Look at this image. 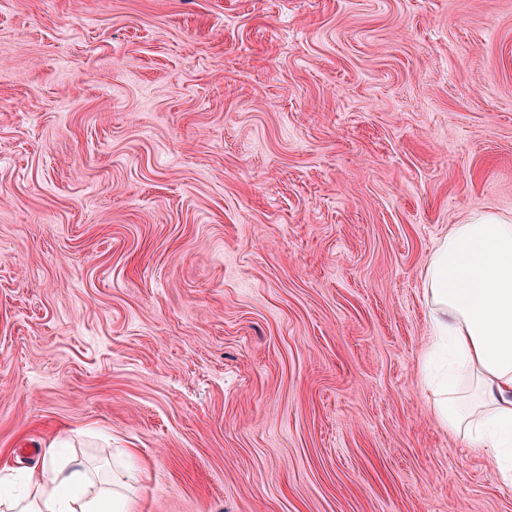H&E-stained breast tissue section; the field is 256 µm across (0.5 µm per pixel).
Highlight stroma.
Listing matches in <instances>:
<instances>
[{"instance_id":"stroma-1","label":"stroma","mask_w":512,"mask_h":512,"mask_svg":"<svg viewBox=\"0 0 512 512\" xmlns=\"http://www.w3.org/2000/svg\"><path fill=\"white\" fill-rule=\"evenodd\" d=\"M512 217V0H0V475L133 512H512L421 272ZM43 448L42 465L37 474L20 477L23 494L2 491L0 481V511L2 512H131V499L116 489L124 485L119 478L96 481L76 459L66 464L58 462L57 448ZM98 485L96 491L89 488Z\"/></svg>"}]
</instances>
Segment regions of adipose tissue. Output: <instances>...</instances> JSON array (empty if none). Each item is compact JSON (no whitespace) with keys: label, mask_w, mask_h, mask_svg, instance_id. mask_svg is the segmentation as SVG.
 I'll return each mask as SVG.
<instances>
[{"label":"adipose tissue","mask_w":512,"mask_h":512,"mask_svg":"<svg viewBox=\"0 0 512 512\" xmlns=\"http://www.w3.org/2000/svg\"><path fill=\"white\" fill-rule=\"evenodd\" d=\"M421 277L435 414L512 483V218L481 214L453 225ZM466 377L476 384L478 408L461 400ZM20 481L23 493L0 492V512H131L116 482H96L79 461L59 463L53 447Z\"/></svg>","instance_id":"obj_1"}]
</instances>
